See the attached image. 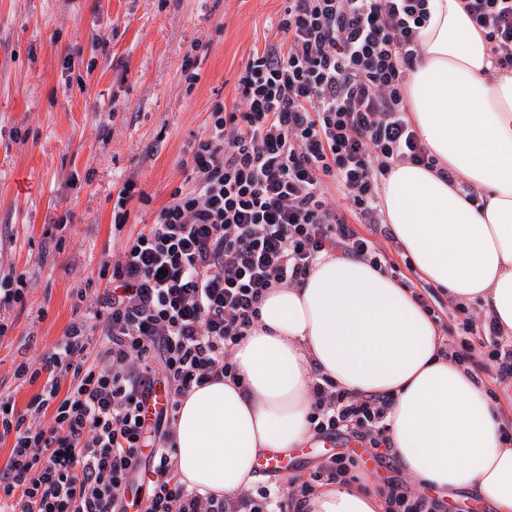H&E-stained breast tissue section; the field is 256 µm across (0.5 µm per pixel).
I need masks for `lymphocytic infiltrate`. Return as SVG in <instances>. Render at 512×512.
<instances>
[{
	"mask_svg": "<svg viewBox=\"0 0 512 512\" xmlns=\"http://www.w3.org/2000/svg\"><path fill=\"white\" fill-rule=\"evenodd\" d=\"M429 0H287L277 29L247 62L233 109L216 105L190 148L194 184L175 190L111 267L102 290L81 289L83 313L17 378L42 380L25 411L0 397V512H128L135 480L145 512H272L268 486L217 498L176 473L174 425L194 388L235 378L232 352L274 288L301 283L322 255L395 270L382 241L380 183L392 165L436 168L406 108L405 89ZM498 68L512 71V0H465ZM346 202L337 213L325 191ZM447 345L473 380L512 378V343L467 314ZM488 337L490 351L474 341ZM170 393L152 417L155 385ZM314 435L374 449L389 473L384 512H447L395 478L385 417L392 400L313 382Z\"/></svg>",
	"mask_w": 512,
	"mask_h": 512,
	"instance_id": "f902f5d3",
	"label": "lymphocytic infiltrate"
}]
</instances>
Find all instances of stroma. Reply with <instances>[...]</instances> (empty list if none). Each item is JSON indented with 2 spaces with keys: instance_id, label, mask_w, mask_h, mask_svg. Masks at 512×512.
<instances>
[{
  "instance_id": "obj_1",
  "label": "stroma",
  "mask_w": 512,
  "mask_h": 512,
  "mask_svg": "<svg viewBox=\"0 0 512 512\" xmlns=\"http://www.w3.org/2000/svg\"><path fill=\"white\" fill-rule=\"evenodd\" d=\"M285 0H0V272L25 273L24 307L0 310V394L25 410L41 382L14 376L74 319L98 280L172 192L192 185L189 150L216 104L233 106L247 62ZM198 77L186 84L185 59ZM112 130L110 142L99 137ZM141 191L122 231L118 189ZM74 221L56 228L65 213ZM137 187L134 180H126L119 189L113 205L112 223L116 230H121L128 221L127 203L130 201Z\"/></svg>"
}]
</instances>
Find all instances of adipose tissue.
I'll list each match as a JSON object with an SVG mask.
<instances>
[{"label":"adipose tissue","instance_id":"adipose-tissue-1","mask_svg":"<svg viewBox=\"0 0 512 512\" xmlns=\"http://www.w3.org/2000/svg\"><path fill=\"white\" fill-rule=\"evenodd\" d=\"M464 0H430L410 74L411 121L439 167L395 165L385 221L427 282L459 305L481 302L512 338V72L495 67ZM453 178L445 180L441 170ZM481 189L478 201L468 188ZM412 291L369 264L322 257L302 283L271 289L234 353L235 379L182 401L177 474L226 496L257 484L260 456L311 437L314 375L392 397L386 422L404 468L441 497L472 489L512 512V445L497 405L441 350ZM370 485L331 482L309 512H382Z\"/></svg>","mask_w":512,"mask_h":512}]
</instances>
